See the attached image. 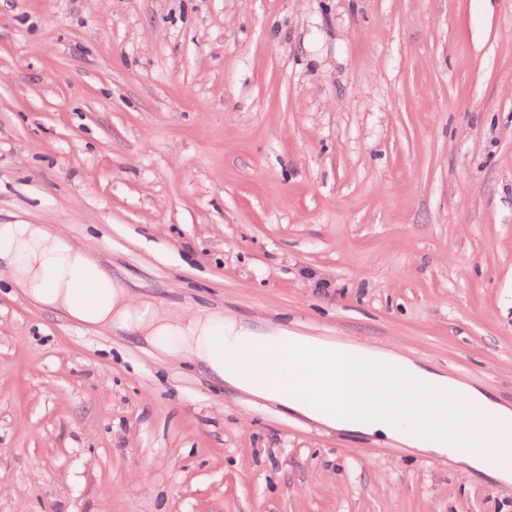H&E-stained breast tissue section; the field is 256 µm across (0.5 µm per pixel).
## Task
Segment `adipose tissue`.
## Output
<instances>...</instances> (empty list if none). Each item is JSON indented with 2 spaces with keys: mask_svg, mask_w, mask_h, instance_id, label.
I'll return each instance as SVG.
<instances>
[{
  "mask_svg": "<svg viewBox=\"0 0 512 512\" xmlns=\"http://www.w3.org/2000/svg\"><path fill=\"white\" fill-rule=\"evenodd\" d=\"M0 259L14 283L37 301L81 321L114 325L154 340L175 337L172 355L197 357L231 385L329 427L368 435L379 432L421 452L441 455L448 450L444 431L451 429L461 405H470L477 425H489L490 434L486 448L463 451L462 478L478 472L512 483V468L489 460L497 448L500 423L512 421V407L473 385L421 367L393 349L292 336L287 356L266 348L271 370L266 381L259 383L223 366L213 345L215 335L223 336L229 351L255 335L225 321L221 314L160 309L108 277L99 301L79 303L73 296L72 272L80 269L97 275L101 269L88 252L72 248L42 226L1 224ZM359 391L377 394L375 411H361L355 398ZM416 416L425 419L431 435L414 428Z\"/></svg>",
  "mask_w": 512,
  "mask_h": 512,
  "instance_id": "1",
  "label": "adipose tissue"
}]
</instances>
